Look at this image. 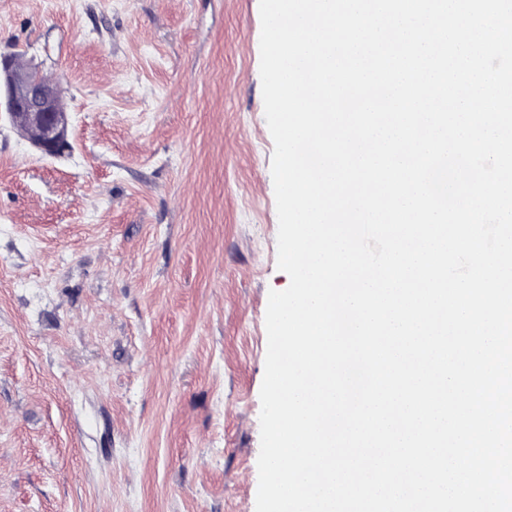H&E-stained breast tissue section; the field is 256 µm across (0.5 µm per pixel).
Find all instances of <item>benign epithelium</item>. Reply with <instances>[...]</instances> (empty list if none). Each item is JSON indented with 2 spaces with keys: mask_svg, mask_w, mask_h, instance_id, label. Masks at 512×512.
<instances>
[{
  "mask_svg": "<svg viewBox=\"0 0 512 512\" xmlns=\"http://www.w3.org/2000/svg\"><path fill=\"white\" fill-rule=\"evenodd\" d=\"M55 84L31 69L14 65L11 55L0 54V118L6 117L15 130L42 154L54 157L69 147L70 118L59 109Z\"/></svg>",
  "mask_w": 512,
  "mask_h": 512,
  "instance_id": "benign-epithelium-1",
  "label": "benign epithelium"
}]
</instances>
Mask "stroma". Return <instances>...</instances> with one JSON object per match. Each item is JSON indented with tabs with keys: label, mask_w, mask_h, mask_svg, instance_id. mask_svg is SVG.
I'll list each match as a JSON object with an SVG mask.
<instances>
[{
	"label": "stroma",
	"mask_w": 512,
	"mask_h": 512,
	"mask_svg": "<svg viewBox=\"0 0 512 512\" xmlns=\"http://www.w3.org/2000/svg\"><path fill=\"white\" fill-rule=\"evenodd\" d=\"M259 0H0V512H255L277 267ZM58 103L54 83L16 67L10 54H0V122L6 116L13 129L27 132L33 146L50 157L69 147L70 118Z\"/></svg>",
	"instance_id": "obj_1"
}]
</instances>
